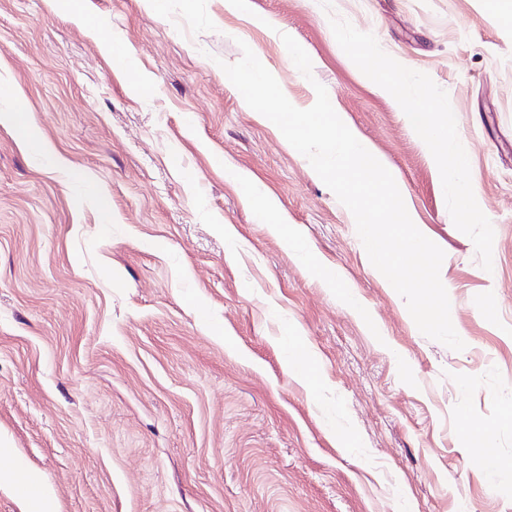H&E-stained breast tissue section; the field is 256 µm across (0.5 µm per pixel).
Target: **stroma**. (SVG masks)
<instances>
[{"instance_id":"35a3bbf8","label":"stroma","mask_w":512,"mask_h":512,"mask_svg":"<svg viewBox=\"0 0 512 512\" xmlns=\"http://www.w3.org/2000/svg\"><path fill=\"white\" fill-rule=\"evenodd\" d=\"M249 6L83 0L92 29L63 0H0V110L19 97L49 147L0 123V468L25 458L44 491L34 510L2 482L0 512H512V26L484 0ZM245 45L295 107L323 84L386 163L445 253L464 350L419 331L228 80ZM430 104L463 156L421 141L409 113ZM468 420L503 469L475 462Z\"/></svg>"}]
</instances>
